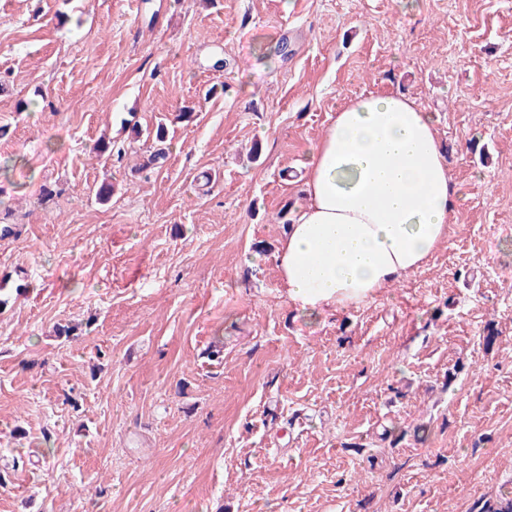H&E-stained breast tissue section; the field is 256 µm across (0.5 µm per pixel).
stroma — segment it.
I'll list each match as a JSON object with an SVG mask.
<instances>
[{
	"instance_id": "35a3bbf8",
	"label": "stroma",
	"mask_w": 512,
	"mask_h": 512,
	"mask_svg": "<svg viewBox=\"0 0 512 512\" xmlns=\"http://www.w3.org/2000/svg\"><path fill=\"white\" fill-rule=\"evenodd\" d=\"M392 93L435 117L448 237L303 314L276 269L290 176L340 107ZM159 121L169 157L139 170L130 130ZM0 126V512L512 491V0H0Z\"/></svg>"
}]
</instances>
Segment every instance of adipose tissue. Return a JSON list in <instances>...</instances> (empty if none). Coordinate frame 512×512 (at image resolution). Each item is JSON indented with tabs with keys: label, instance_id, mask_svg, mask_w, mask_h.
<instances>
[{
	"label": "adipose tissue",
	"instance_id": "ef3b65f1",
	"mask_svg": "<svg viewBox=\"0 0 512 512\" xmlns=\"http://www.w3.org/2000/svg\"><path fill=\"white\" fill-rule=\"evenodd\" d=\"M300 179L305 203L276 261L289 301L310 315L371 301L421 269L456 206L433 116L400 94L336 112Z\"/></svg>",
	"mask_w": 512,
	"mask_h": 512
}]
</instances>
